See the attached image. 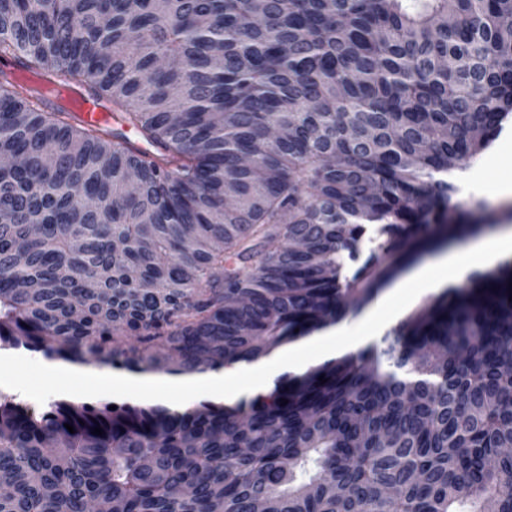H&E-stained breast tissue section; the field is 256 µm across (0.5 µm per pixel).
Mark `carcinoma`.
I'll list each match as a JSON object with an SVG mask.
<instances>
[{
    "label": "carcinoma",
    "mask_w": 512,
    "mask_h": 512,
    "mask_svg": "<svg viewBox=\"0 0 512 512\" xmlns=\"http://www.w3.org/2000/svg\"><path fill=\"white\" fill-rule=\"evenodd\" d=\"M13 58L0 348L183 374L334 324L478 229L445 174L512 114V0H0ZM511 282L231 405L0 395V512H512Z\"/></svg>",
    "instance_id": "cac0c4a2"
}]
</instances>
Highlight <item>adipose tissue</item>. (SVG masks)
Masks as SVG:
<instances>
[{
  "instance_id": "adipose-tissue-1",
  "label": "adipose tissue",
  "mask_w": 512,
  "mask_h": 512,
  "mask_svg": "<svg viewBox=\"0 0 512 512\" xmlns=\"http://www.w3.org/2000/svg\"><path fill=\"white\" fill-rule=\"evenodd\" d=\"M512 257V229L477 239L450 256L422 269L384 295L357 322H340L253 362H239L216 371L149 376L108 368L52 363L22 352L0 351V370L27 368L38 377L57 379L58 393L74 394L86 389L119 397L136 393L156 401L168 394L190 393L193 399L235 402L242 396L266 392L272 378L282 372L299 373L317 361H326L371 345L398 325L403 310L422 296L459 283L476 270H485Z\"/></svg>"
}]
</instances>
